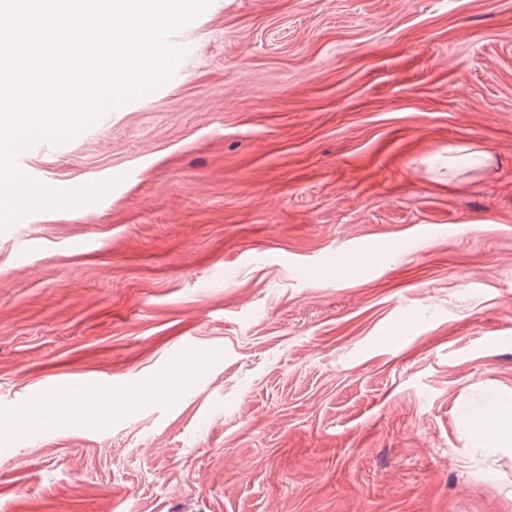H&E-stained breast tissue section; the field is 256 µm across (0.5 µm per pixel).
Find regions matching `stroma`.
Listing matches in <instances>:
<instances>
[{
    "label": "stroma",
    "instance_id": "35a3bbf8",
    "mask_svg": "<svg viewBox=\"0 0 512 512\" xmlns=\"http://www.w3.org/2000/svg\"><path fill=\"white\" fill-rule=\"evenodd\" d=\"M184 32L185 74L27 155L119 181L0 231V512H512V450L473 443L512 406V0ZM99 379L152 396L17 440L27 395Z\"/></svg>",
    "mask_w": 512,
    "mask_h": 512
}]
</instances>
